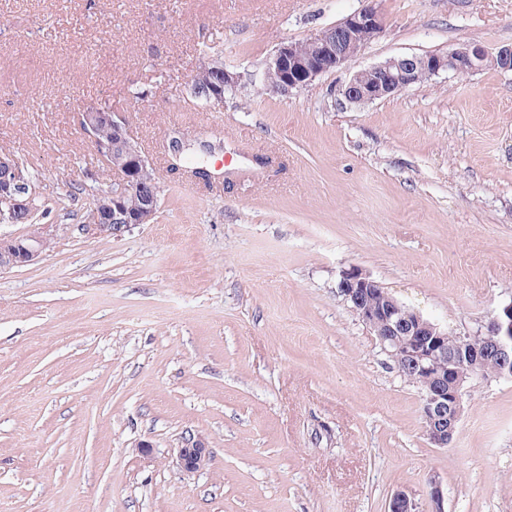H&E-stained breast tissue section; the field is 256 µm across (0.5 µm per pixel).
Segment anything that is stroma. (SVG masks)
Returning <instances> with one entry per match:
<instances>
[{
    "mask_svg": "<svg viewBox=\"0 0 512 512\" xmlns=\"http://www.w3.org/2000/svg\"><path fill=\"white\" fill-rule=\"evenodd\" d=\"M361 0H0V153L60 228L0 271V512H512V379L473 377L448 447L337 289L361 269L456 335L512 302V72L440 74L350 107L349 74L512 45V0H379L385 31L288 94L192 99L217 53L249 75ZM111 102L160 177L152 223L73 232ZM223 139L225 181L168 172L171 130ZM204 437L193 474L176 451ZM149 442V456L138 445Z\"/></svg>",
    "mask_w": 512,
    "mask_h": 512,
    "instance_id": "35a3bbf8",
    "label": "stroma"
}]
</instances>
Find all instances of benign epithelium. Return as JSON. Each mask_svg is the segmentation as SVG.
Segmentation results:
<instances>
[{
    "mask_svg": "<svg viewBox=\"0 0 512 512\" xmlns=\"http://www.w3.org/2000/svg\"><path fill=\"white\" fill-rule=\"evenodd\" d=\"M377 2L362 0V6L339 23L311 33L306 39L311 49L304 58L298 55L296 43H281L266 59L261 75L273 68L288 71L287 80L278 91L290 93L312 85L325 73L348 67L356 57L351 47L360 31L369 30L377 38L384 32L385 21ZM208 67L223 75L224 85L241 84L242 76L224 67L220 58L207 59L200 69ZM489 67L512 71V47L491 52L471 42L445 54L391 57L353 73L340 94L343 103L362 106L421 82L422 74L430 78L442 73L468 75ZM365 74L373 76L371 83L363 82ZM80 126L99 161L112 171V180L95 192L99 202L87 210L83 222L77 225L79 233L87 238L111 233L120 236L136 224L151 223L161 187L147 177L152 164L131 136L125 113L88 106L80 112ZM104 129L112 130V138L101 137ZM19 170L15 158L0 154V224L30 222L41 208L40 191L35 187L27 190L18 181ZM130 194L139 198L134 212L123 204ZM56 237L54 224H39L34 234L1 235L0 270L37 262ZM337 288L351 310L375 333L381 349L400 372L420 387L422 416L434 446L448 447L464 409L465 383L473 377L475 367L493 361L497 363V377L512 379V303L493 312L478 333L480 345L470 344L465 335L460 337L461 348L450 350L447 332L399 303L360 269L342 271ZM210 456L211 448L202 437H190L177 449L179 465L187 473L204 468Z\"/></svg>",
    "mask_w": 512,
    "mask_h": 512,
    "instance_id": "7a95c632",
    "label": "benign epithelium"
}]
</instances>
